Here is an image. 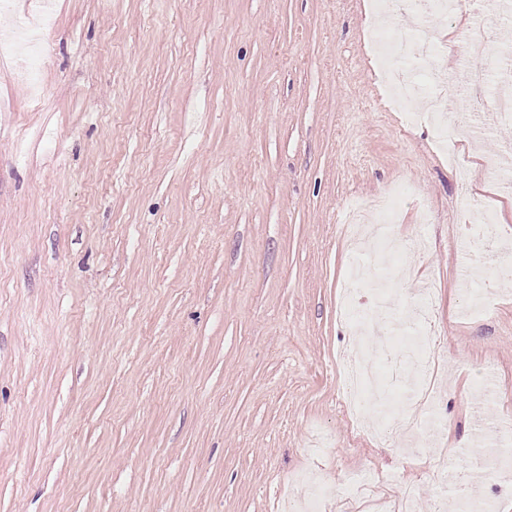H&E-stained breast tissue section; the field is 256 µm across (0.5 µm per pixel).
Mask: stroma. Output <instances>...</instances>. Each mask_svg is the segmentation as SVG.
<instances>
[{"label":"stroma","instance_id":"1","mask_svg":"<svg viewBox=\"0 0 512 512\" xmlns=\"http://www.w3.org/2000/svg\"><path fill=\"white\" fill-rule=\"evenodd\" d=\"M36 30L38 84L0 59V512H284L302 475L327 512H413L461 495L419 459L372 440L347 411L336 316L352 261L351 202L413 184L395 231L420 232L397 303L431 283L444 338L421 390L445 395L449 463L473 448V401L497 377L512 433V280L460 320L459 185L499 224L512 196L482 161L512 141L437 144L407 120L376 59L375 0H8L0 31ZM512 42V14L436 27L468 89L466 35Z\"/></svg>","mask_w":512,"mask_h":512}]
</instances>
